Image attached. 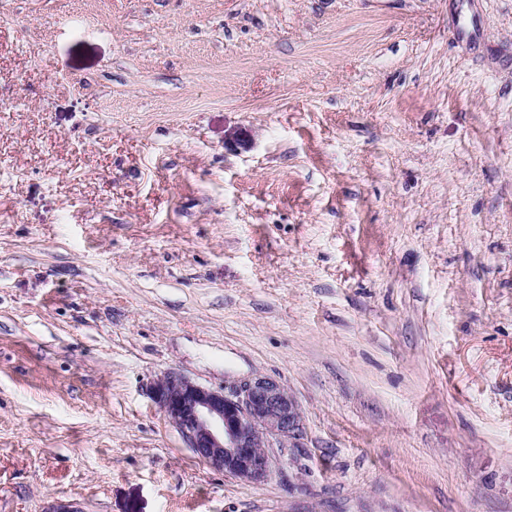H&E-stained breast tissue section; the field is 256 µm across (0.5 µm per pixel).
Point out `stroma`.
Segmentation results:
<instances>
[{"label": "stroma", "mask_w": 512, "mask_h": 512, "mask_svg": "<svg viewBox=\"0 0 512 512\" xmlns=\"http://www.w3.org/2000/svg\"><path fill=\"white\" fill-rule=\"evenodd\" d=\"M169 371L303 447L209 468ZM55 501L512 512V0H0V512ZM153 398L198 460L244 484L268 482L281 469L271 448L304 444L296 399L269 377L226 391L168 372L154 384Z\"/></svg>", "instance_id": "stroma-1"}]
</instances>
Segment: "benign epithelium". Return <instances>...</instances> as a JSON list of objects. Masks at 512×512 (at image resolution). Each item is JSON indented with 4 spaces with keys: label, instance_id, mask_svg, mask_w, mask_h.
I'll list each match as a JSON object with an SVG mask.
<instances>
[{
    "label": "benign epithelium",
    "instance_id": "obj_1",
    "mask_svg": "<svg viewBox=\"0 0 512 512\" xmlns=\"http://www.w3.org/2000/svg\"><path fill=\"white\" fill-rule=\"evenodd\" d=\"M153 398L198 460L244 484L265 483L281 469L271 449L303 447L298 403L269 377L226 391L168 372L154 384Z\"/></svg>",
    "mask_w": 512,
    "mask_h": 512
}]
</instances>
